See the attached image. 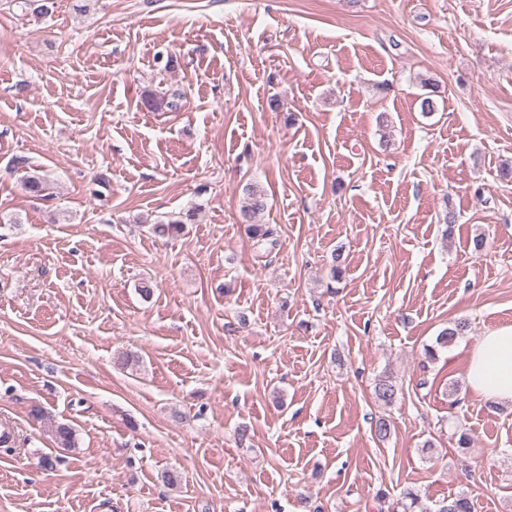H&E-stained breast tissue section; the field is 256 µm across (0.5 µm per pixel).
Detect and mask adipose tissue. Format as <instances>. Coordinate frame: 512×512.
<instances>
[{"label":"adipose tissue","instance_id":"1","mask_svg":"<svg viewBox=\"0 0 512 512\" xmlns=\"http://www.w3.org/2000/svg\"><path fill=\"white\" fill-rule=\"evenodd\" d=\"M466 380L476 394L512 403V325L482 336L469 353Z\"/></svg>","mask_w":512,"mask_h":512}]
</instances>
